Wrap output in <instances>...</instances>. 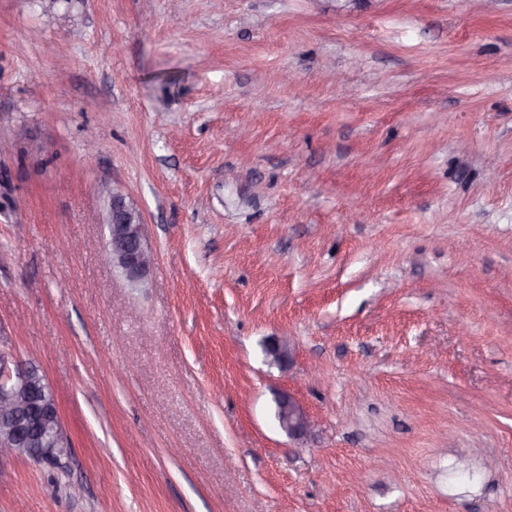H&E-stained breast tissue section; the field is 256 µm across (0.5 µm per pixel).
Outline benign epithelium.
<instances>
[{"instance_id":"7a95c632","label":"benign epithelium","mask_w":512,"mask_h":512,"mask_svg":"<svg viewBox=\"0 0 512 512\" xmlns=\"http://www.w3.org/2000/svg\"><path fill=\"white\" fill-rule=\"evenodd\" d=\"M106 223L113 265L128 281H139L154 261L143 234L142 212L114 190ZM265 354L270 363L285 365L292 358L288 338L268 337ZM48 391L34 361H12L0 354V458L17 456L49 464L69 453L57 404L50 401ZM276 403L277 419L288 435L300 437L311 431L312 421L293 396L282 393Z\"/></svg>"}]
</instances>
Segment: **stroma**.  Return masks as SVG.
Returning <instances> with one entry per match:
<instances>
[{"instance_id": "obj_1", "label": "stroma", "mask_w": 512, "mask_h": 512, "mask_svg": "<svg viewBox=\"0 0 512 512\" xmlns=\"http://www.w3.org/2000/svg\"><path fill=\"white\" fill-rule=\"evenodd\" d=\"M12 138L0 352L71 448L0 512H512V0H0ZM106 223L109 231L107 245L113 265L128 281H139L154 261V253L143 234L142 212L126 202L122 192L112 189ZM265 354L271 364L285 365L292 358V348L285 336H270L265 344ZM277 419L280 427L293 437H300L310 432L313 424L300 404L289 393L277 397Z\"/></svg>"}]
</instances>
